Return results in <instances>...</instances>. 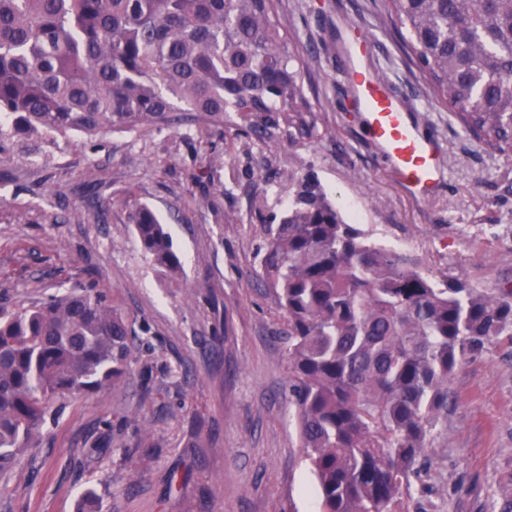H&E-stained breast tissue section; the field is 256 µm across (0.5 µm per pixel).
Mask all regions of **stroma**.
I'll return each instance as SVG.
<instances>
[{"label": "stroma", "instance_id": "stroma-1", "mask_svg": "<svg viewBox=\"0 0 512 512\" xmlns=\"http://www.w3.org/2000/svg\"><path fill=\"white\" fill-rule=\"evenodd\" d=\"M283 22L315 61L304 87L318 135L264 142L225 121L178 130L0 138V304L28 306L96 282L146 328L114 387L69 398L58 423L0 476V512H318L288 394L276 302L256 272L266 228L314 173L351 223L409 254L422 274L478 289L512 285V158L487 150L432 101L377 0H283ZM366 66L397 87L443 179L421 198L391 171L341 76L355 28ZM165 224L182 263L142 250L134 202ZM445 431L413 483L409 512H512V343L466 357Z\"/></svg>", "mask_w": 512, "mask_h": 512}]
</instances>
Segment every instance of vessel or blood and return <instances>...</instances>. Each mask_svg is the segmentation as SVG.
<instances>
[{
    "label": "vessel or blood",
    "instance_id": "obj_1",
    "mask_svg": "<svg viewBox=\"0 0 512 512\" xmlns=\"http://www.w3.org/2000/svg\"><path fill=\"white\" fill-rule=\"evenodd\" d=\"M346 78L363 126L392 171L420 197L431 196L441 178L438 146L415 130L400 91L357 65L347 70Z\"/></svg>",
    "mask_w": 512,
    "mask_h": 512
}]
</instances>
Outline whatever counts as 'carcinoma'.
Segmentation results:
<instances>
[{
  "label": "carcinoma",
  "mask_w": 512,
  "mask_h": 512,
  "mask_svg": "<svg viewBox=\"0 0 512 512\" xmlns=\"http://www.w3.org/2000/svg\"><path fill=\"white\" fill-rule=\"evenodd\" d=\"M429 94L487 149L512 154V0H383ZM282 0H0V136H97L224 124L260 139L315 135L302 80L313 56ZM268 227L257 275L286 319L288 387L319 512H407L427 441L448 421V378L500 336L512 289L435 280L349 223L312 174ZM129 220L153 263L181 270L147 205ZM132 323L75 284L0 306V473L64 401L134 364Z\"/></svg>",
  "instance_id": "1"
}]
</instances>
